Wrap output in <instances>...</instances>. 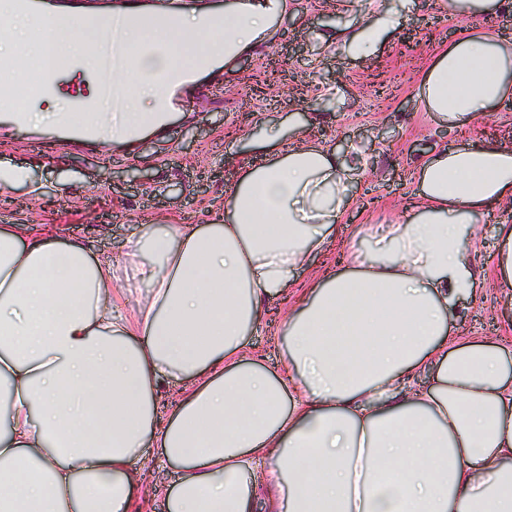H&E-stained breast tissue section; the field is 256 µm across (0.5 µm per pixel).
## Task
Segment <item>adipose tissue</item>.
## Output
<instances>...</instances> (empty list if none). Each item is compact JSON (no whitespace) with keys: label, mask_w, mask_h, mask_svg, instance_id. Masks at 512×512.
I'll return each mask as SVG.
<instances>
[{"label":"adipose tissue","mask_w":512,"mask_h":512,"mask_svg":"<svg viewBox=\"0 0 512 512\" xmlns=\"http://www.w3.org/2000/svg\"><path fill=\"white\" fill-rule=\"evenodd\" d=\"M285 0H226L205 12L131 20V65L113 79L130 111L27 112L26 123L139 135L166 120L160 92L187 51L236 60L269 34ZM496 0H448L460 19L421 83L426 111L456 127L512 95V40L473 19ZM397 14L324 43L369 52ZM0 60L26 73L54 57L92 68L85 32L0 0ZM245 168L203 225H139L127 241L149 293L126 317L107 258L54 229L0 226V512H146L133 458L146 441L179 467L167 512H512V357L457 342L449 322L474 265L485 208L512 199V147L463 139L418 167L406 220L381 226L288 310L286 355L268 371L246 338L268 300L352 206L348 169L323 144L284 145ZM434 369L431 386L414 379ZM181 390L155 421L166 379Z\"/></svg>","instance_id":"1"}]
</instances>
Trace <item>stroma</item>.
<instances>
[{
  "instance_id": "obj_1",
  "label": "stroma",
  "mask_w": 512,
  "mask_h": 512,
  "mask_svg": "<svg viewBox=\"0 0 512 512\" xmlns=\"http://www.w3.org/2000/svg\"><path fill=\"white\" fill-rule=\"evenodd\" d=\"M393 9L401 16L399 31L369 56L318 38ZM452 39L442 0H288L272 38L240 56L230 74L200 70L194 108L143 137L133 154L0 132V167L27 174L9 188L0 225L57 226L64 240L81 241L128 272L126 242L138 224L206 223L244 167L265 162L263 145L274 128L285 141L304 130L330 147L343 142L342 160L359 156L349 172L356 201L332 233L337 249L359 248L366 225L403 220L416 165L434 150L454 146L463 132L512 145V103L460 130L425 111L421 82ZM450 330L512 349V288L487 286L460 297ZM134 465L152 470L151 512H166L177 468L151 447Z\"/></svg>"
}]
</instances>
